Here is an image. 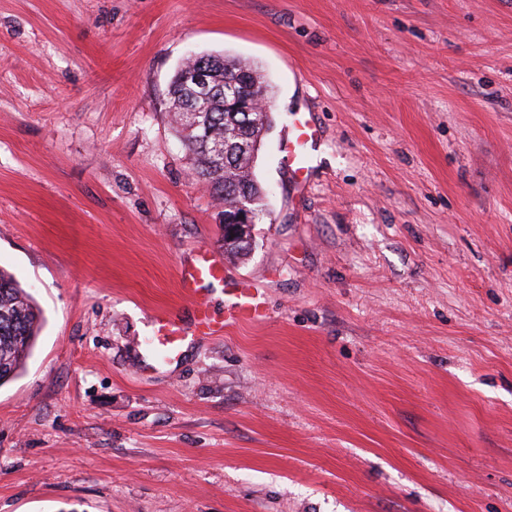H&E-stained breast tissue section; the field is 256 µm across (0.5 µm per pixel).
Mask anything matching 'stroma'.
<instances>
[{
    "instance_id": "1",
    "label": "stroma",
    "mask_w": 512,
    "mask_h": 512,
    "mask_svg": "<svg viewBox=\"0 0 512 512\" xmlns=\"http://www.w3.org/2000/svg\"><path fill=\"white\" fill-rule=\"evenodd\" d=\"M252 65L267 317L155 359L224 253L169 85ZM321 128L311 182L284 159ZM0 512H512V0H0ZM291 126V139L286 151L288 173L297 182L306 183L312 161V151L320 139V132L309 112L294 113ZM39 321L30 296L0 271V383L21 368L33 346Z\"/></svg>"
}]
</instances>
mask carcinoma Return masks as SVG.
<instances>
[{"mask_svg": "<svg viewBox=\"0 0 512 512\" xmlns=\"http://www.w3.org/2000/svg\"><path fill=\"white\" fill-rule=\"evenodd\" d=\"M183 67L208 71L216 87L203 112L190 111L191 94L179 78H174L169 88L173 121L187 132V148L193 155L198 180L221 204L231 203L237 193L248 192L254 198L256 214H262L264 195L250 171V162L252 145L265 129L267 114L224 108V79L243 76L236 89L247 96L251 86H263L261 76L240 61L222 55H192ZM39 321L30 296L0 271V383L21 368L33 346Z\"/></svg>", "mask_w": 512, "mask_h": 512, "instance_id": "1", "label": "carcinoma"}]
</instances>
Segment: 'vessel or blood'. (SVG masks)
Masks as SVG:
<instances>
[{
  "instance_id": "1",
  "label": "vessel or blood",
  "mask_w": 512,
  "mask_h": 512,
  "mask_svg": "<svg viewBox=\"0 0 512 512\" xmlns=\"http://www.w3.org/2000/svg\"><path fill=\"white\" fill-rule=\"evenodd\" d=\"M320 139V132L309 113L295 114L288 142L286 163L288 173L297 182L308 180L312 152ZM220 280L224 283V317L216 319L210 312L207 284ZM184 297L194 305V322L184 325L171 313L154 315V334L147 342L159 348L166 357L175 356L186 341L202 340L222 335L225 328L241 323H257L265 318L261 293L255 288H243L230 279L222 258L201 251L194 263L182 268L178 276Z\"/></svg>"
}]
</instances>
